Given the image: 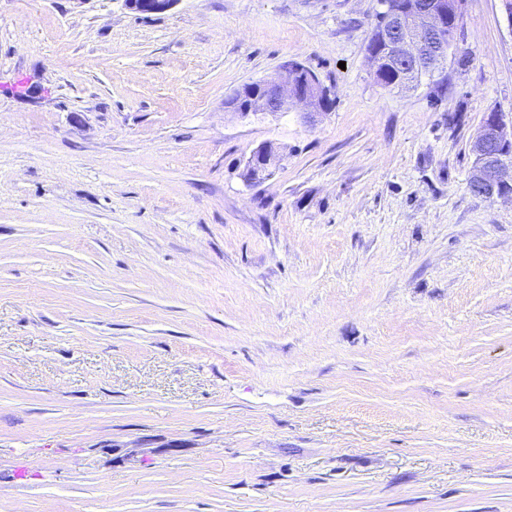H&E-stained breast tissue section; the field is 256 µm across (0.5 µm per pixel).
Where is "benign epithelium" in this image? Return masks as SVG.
I'll list each match as a JSON object with an SVG mask.
<instances>
[{
	"mask_svg": "<svg viewBox=\"0 0 512 512\" xmlns=\"http://www.w3.org/2000/svg\"><path fill=\"white\" fill-rule=\"evenodd\" d=\"M176 0H128L129 7L142 13H162ZM464 0H387L383 12L385 24L379 35L369 38L368 58L375 75L388 69L401 71L398 88L411 89L421 77L436 73L447 58L462 17ZM305 85L284 69L258 82L260 88L237 111L242 117L264 114L276 116L291 104L306 108L310 121L327 114L330 91L319 84L316 76H306ZM475 157L469 179L473 191L485 198L512 191V180L504 177L512 170V118L501 112L490 113L479 136L472 144ZM284 160L282 150L271 143L259 145L246 162V178L258 183L273 174Z\"/></svg>",
	"mask_w": 512,
	"mask_h": 512,
	"instance_id": "obj_1",
	"label": "benign epithelium"
}]
</instances>
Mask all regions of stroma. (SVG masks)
I'll return each instance as SVG.
<instances>
[{
  "label": "stroma",
  "mask_w": 512,
  "mask_h": 512,
  "mask_svg": "<svg viewBox=\"0 0 512 512\" xmlns=\"http://www.w3.org/2000/svg\"><path fill=\"white\" fill-rule=\"evenodd\" d=\"M380 10L0 0V512H512V15L401 92ZM287 61L324 119L225 108ZM472 153L471 194L492 198L512 191V115L506 119L502 112L490 113L472 144ZM507 169L511 171L510 181L504 177ZM283 160L284 154L279 147H275L272 143L259 145L247 159V180L258 183L267 179Z\"/></svg>",
  "instance_id": "1"
}]
</instances>
